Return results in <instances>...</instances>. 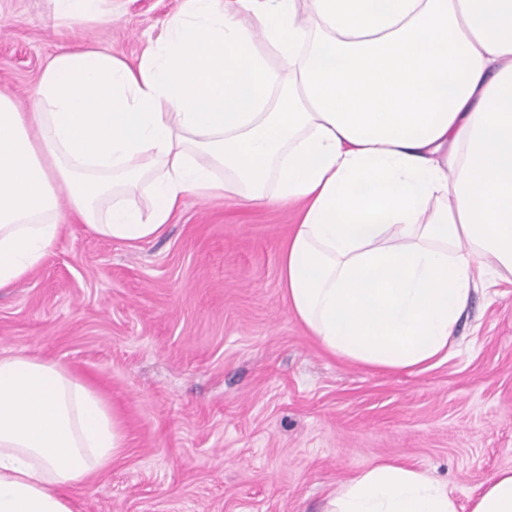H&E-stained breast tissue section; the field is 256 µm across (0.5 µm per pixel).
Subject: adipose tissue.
<instances>
[{
  "mask_svg": "<svg viewBox=\"0 0 512 512\" xmlns=\"http://www.w3.org/2000/svg\"><path fill=\"white\" fill-rule=\"evenodd\" d=\"M52 2L65 27L119 15ZM190 195L297 205L280 283L331 356L447 359L473 291L512 278V0H182L137 65L65 49L29 109L0 94V288L52 250L61 205L135 247ZM125 446L89 382L0 355V512H73L70 490ZM323 512L458 508L428 474L378 463ZM470 512H512V468Z\"/></svg>",
  "mask_w": 512,
  "mask_h": 512,
  "instance_id": "ef3b65f1",
  "label": "adipose tissue"
}]
</instances>
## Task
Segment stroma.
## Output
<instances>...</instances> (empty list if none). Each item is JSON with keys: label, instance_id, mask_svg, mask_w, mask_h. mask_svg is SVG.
Wrapping results in <instances>:
<instances>
[{"label": "stroma", "instance_id": "stroma-1", "mask_svg": "<svg viewBox=\"0 0 512 512\" xmlns=\"http://www.w3.org/2000/svg\"><path fill=\"white\" fill-rule=\"evenodd\" d=\"M181 0H123L111 27L62 31L51 0H0V94L28 103L50 56L95 45L138 63ZM293 207L186 197L136 247L67 224L0 289V353L92 382L127 446L74 512H319L377 462L447 484L458 512L512 468V283L478 286L448 360L373 371L327 354L292 314L279 258Z\"/></svg>", "mask_w": 512, "mask_h": 512}]
</instances>
